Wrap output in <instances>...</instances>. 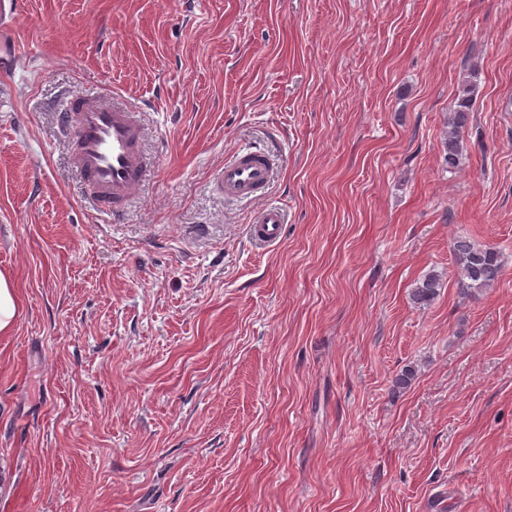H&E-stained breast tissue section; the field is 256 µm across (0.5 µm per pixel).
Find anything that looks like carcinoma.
Returning <instances> with one entry per match:
<instances>
[{
	"label": "carcinoma",
	"mask_w": 512,
	"mask_h": 512,
	"mask_svg": "<svg viewBox=\"0 0 512 512\" xmlns=\"http://www.w3.org/2000/svg\"><path fill=\"white\" fill-rule=\"evenodd\" d=\"M475 86H465L458 95L457 104L448 121V132L444 138V161L450 169L458 167L463 159V134L470 121ZM452 255L457 267L461 286L469 290L492 288L502 273L499 252L489 246L479 245L466 237H458L452 243ZM440 279L435 274L424 277L413 289L414 302L427 305L432 302Z\"/></svg>",
	"instance_id": "carcinoma-1"
}]
</instances>
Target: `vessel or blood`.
Returning <instances> with one entry per match:
<instances>
[{
	"mask_svg": "<svg viewBox=\"0 0 512 512\" xmlns=\"http://www.w3.org/2000/svg\"><path fill=\"white\" fill-rule=\"evenodd\" d=\"M66 108L63 127L73 143V165L95 204L113 219H120L151 169L142 147L140 114L135 108L117 106L98 96L71 97ZM272 167L265 151L244 149L220 169L216 190L229 197L256 198L266 190ZM283 222L282 209L266 205L255 213L247 232L258 244L274 245L281 237Z\"/></svg>",
	"mask_w": 512,
	"mask_h": 512,
	"instance_id": "vessel-or-blood-1",
	"label": "vessel or blood"
}]
</instances>
